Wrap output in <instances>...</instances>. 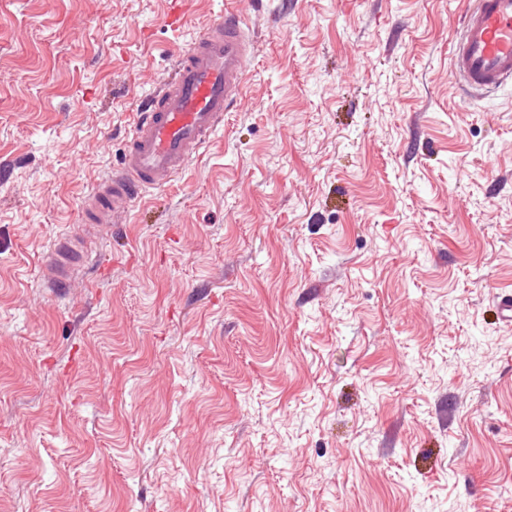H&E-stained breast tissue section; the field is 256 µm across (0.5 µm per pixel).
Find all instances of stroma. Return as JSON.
Returning <instances> with one entry per match:
<instances>
[{"label":"stroma","mask_w":512,"mask_h":512,"mask_svg":"<svg viewBox=\"0 0 512 512\" xmlns=\"http://www.w3.org/2000/svg\"><path fill=\"white\" fill-rule=\"evenodd\" d=\"M0 0V512H512V86L466 0ZM241 102L40 268L225 6ZM467 93L490 95L512 85V0H472L451 47Z\"/></svg>","instance_id":"stroma-1"}]
</instances>
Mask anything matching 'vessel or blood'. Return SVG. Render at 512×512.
Wrapping results in <instances>:
<instances>
[{
	"mask_svg": "<svg viewBox=\"0 0 512 512\" xmlns=\"http://www.w3.org/2000/svg\"><path fill=\"white\" fill-rule=\"evenodd\" d=\"M251 48L245 20L228 6L177 53L171 78L147 94L134 115L120 168L94 186L80 231L62 235L43 265L47 287L75 281L89 258L88 239L124 223L136 200L169 184L210 145L243 94ZM451 64L465 92L490 95L512 85V0H471Z\"/></svg>",
	"mask_w": 512,
	"mask_h": 512,
	"instance_id": "1",
	"label": "vessel or blood"
}]
</instances>
